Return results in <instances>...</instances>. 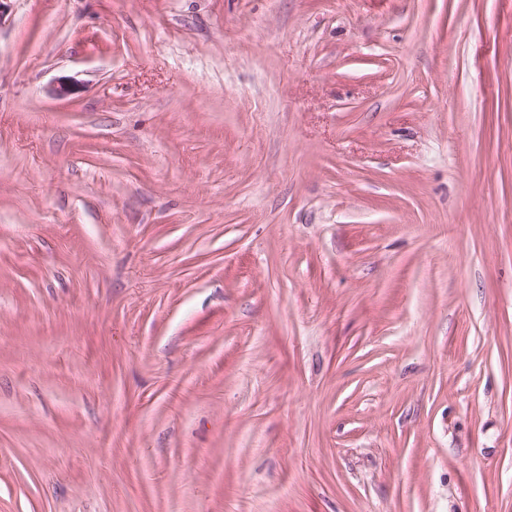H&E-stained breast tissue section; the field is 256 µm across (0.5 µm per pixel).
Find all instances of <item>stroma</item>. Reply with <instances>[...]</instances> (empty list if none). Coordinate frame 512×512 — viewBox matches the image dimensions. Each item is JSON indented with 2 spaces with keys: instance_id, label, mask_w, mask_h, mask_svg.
Listing matches in <instances>:
<instances>
[{
  "instance_id": "35a3bbf8",
  "label": "stroma",
  "mask_w": 512,
  "mask_h": 512,
  "mask_svg": "<svg viewBox=\"0 0 512 512\" xmlns=\"http://www.w3.org/2000/svg\"><path fill=\"white\" fill-rule=\"evenodd\" d=\"M0 512H512V0H9Z\"/></svg>"
}]
</instances>
